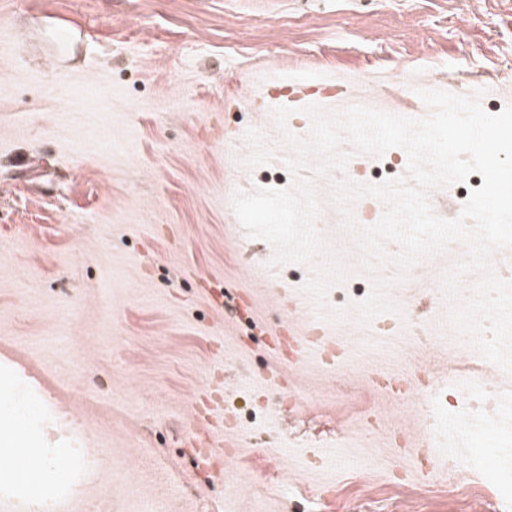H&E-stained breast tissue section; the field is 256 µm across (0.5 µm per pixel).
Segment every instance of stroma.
<instances>
[{"instance_id":"obj_1","label":"stroma","mask_w":512,"mask_h":512,"mask_svg":"<svg viewBox=\"0 0 512 512\" xmlns=\"http://www.w3.org/2000/svg\"><path fill=\"white\" fill-rule=\"evenodd\" d=\"M312 75L354 104L409 118L417 89L512 104V0H0V368L40 402L25 426L77 451L52 512H512V411L467 408L483 357L447 321L443 274L466 248L413 265L394 313L361 325L369 287L328 180L317 225L349 270L309 309L231 199L281 188L271 87ZM407 154L355 155L346 175H403ZM337 341L289 364L286 328ZM439 386L444 424L374 381ZM307 401L279 410L282 393ZM455 464V485L442 473Z\"/></svg>"}]
</instances>
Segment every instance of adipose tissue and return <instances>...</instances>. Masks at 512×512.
<instances>
[{
    "label": "adipose tissue",
    "mask_w": 512,
    "mask_h": 512,
    "mask_svg": "<svg viewBox=\"0 0 512 512\" xmlns=\"http://www.w3.org/2000/svg\"><path fill=\"white\" fill-rule=\"evenodd\" d=\"M74 454V449L62 446L51 450L35 446L13 421L0 420V459L8 463L0 470V487L20 492L37 512L70 484Z\"/></svg>",
    "instance_id": "ef3b65f1"
}]
</instances>
